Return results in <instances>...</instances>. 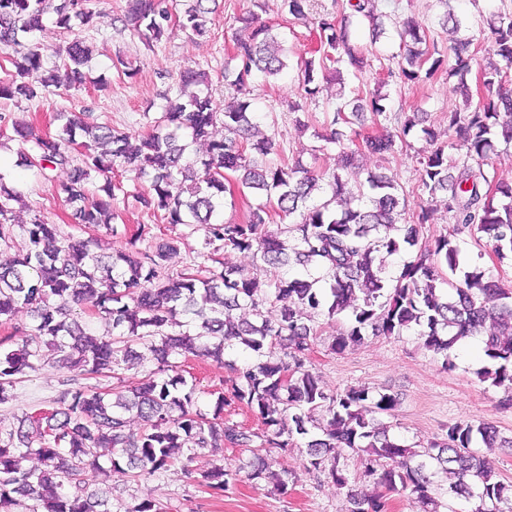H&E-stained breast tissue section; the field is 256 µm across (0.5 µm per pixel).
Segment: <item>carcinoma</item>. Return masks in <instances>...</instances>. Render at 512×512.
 Returning a JSON list of instances; mask_svg holds the SVG:
<instances>
[{"mask_svg": "<svg viewBox=\"0 0 512 512\" xmlns=\"http://www.w3.org/2000/svg\"><path fill=\"white\" fill-rule=\"evenodd\" d=\"M218 0H127V18L143 45L152 47L168 34L173 18L178 28L195 38L207 36L215 21ZM313 0H282L281 7L303 17ZM438 19L444 30H466L451 5ZM77 0H0V49L12 50L11 70L0 79V99L28 100L51 87H79L93 47L75 36L55 51L60 64L44 68V49L35 41L45 15H54L58 28L72 32L89 26L90 8ZM336 10L319 17L321 43L330 52L296 61L297 80L306 97L319 93V82L344 85V72L360 71L366 60L351 38L352 18L365 19L372 36L385 33L392 22L399 38L398 69L387 77L419 82L448 66L464 89L462 108L448 113V129L462 133V158L448 157L442 133L412 115L402 133L421 126L433 145L420 158L419 187L434 201H446L453 220L452 234L434 241L415 259L392 274L382 255L392 256L419 245L420 232L431 208L401 221L406 198L391 176L369 174L351 182L363 151L395 152L388 131L361 136L354 124L377 125L389 120L387 81L347 99L338 94L328 143L339 147L336 168L320 172L299 159L279 156L273 136L250 141L258 128L251 97L257 74L276 79L288 69V49L273 26L250 15L241 18L251 29L248 40L236 44L224 66V85L234 90L224 103L209 88L205 73L180 72L178 91L183 102L161 113L155 129L132 136L105 123H94L71 112L56 113L58 134L34 136V154L21 164L43 178L59 166L69 167L60 185L74 223L103 228L122 236L114 220L112 200L121 186L109 173L119 163L149 182L151 194L139 195L144 207L159 214L164 224L203 231V250L180 273L166 270L180 251L182 237L174 236L136 247L150 238L140 225L128 246L102 251L100 239L88 237L65 243L54 225L39 215L14 224L15 206H26L24 194L0 176V244L9 246L21 230L23 241L8 263H0V324L12 325L20 337L14 346L0 348V401L22 376L38 369L42 348L53 363L68 372L59 381L54 406L19 421L15 429H0V509L25 502L27 512H163L160 503L142 499L113 503L112 474L135 480L155 479L176 460L188 482L224 495L241 479L263 483L279 494L288 493V471L274 469L271 458L258 452L236 469L213 465L193 467L204 448L227 441L247 446L251 436L224 421V407L240 403L257 413L264 426L260 447L303 448L306 469L324 473L345 495L347 512H387V496L404 492L420 512H439V498L459 500L464 512H512V483L497 478L487 455L473 448H511L512 438L495 427L469 421L448 426L447 440L421 450L390 436L384 421L398 403L394 394L369 396L365 388L327 389L310 365L314 318L321 312L345 314L351 326L341 331L332 351L341 353L364 339V333L398 338L417 329L423 346L443 355L446 368L455 367L449 351L465 338L481 337L490 364L477 370L482 382L507 388L502 405L512 408V291L486 276L478 267L463 272L457 282L442 268L456 273L460 244L456 235L468 230L503 256L512 254V183L492 182L489 165L496 144L512 145V16L491 13L482 22L492 36L491 58L477 71L470 87L466 74L474 55L472 39L456 38L447 54L427 45L426 34L411 21L402 24L383 12L378 0H335ZM222 123L230 136L211 139ZM209 142L206 157L192 156L191 144ZM78 149V157L69 148ZM103 177L97 193L89 188L91 173ZM239 175L238 190L266 203L250 208L242 222L226 221L225 173ZM321 191L323 202L312 199ZM293 219L294 242L269 230L272 215ZM250 252L273 271L261 285L244 270L225 265L220 251ZM30 312L31 322L14 324L18 308ZM101 318L112 333L97 337L86 331L77 313ZM240 347L250 359H225ZM149 352L154 368L133 381L121 370ZM208 358L231 374L208 414L199 406V390L180 373L179 360ZM112 379L98 388L84 379ZM142 422L136 433L130 417ZM364 457V476L377 488L365 494L340 466L342 451ZM33 456L38 465L20 466Z\"/></svg>", "mask_w": 512, "mask_h": 512, "instance_id": "cac0c4a2", "label": "carcinoma"}]
</instances>
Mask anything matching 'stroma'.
<instances>
[{
	"instance_id": "1",
	"label": "stroma",
	"mask_w": 512,
	"mask_h": 512,
	"mask_svg": "<svg viewBox=\"0 0 512 512\" xmlns=\"http://www.w3.org/2000/svg\"><path fill=\"white\" fill-rule=\"evenodd\" d=\"M260 3L256 9L251 0H222L209 37L193 40L177 30L147 48L123 26L121 18L126 0H92L95 17L84 31L87 41L95 48L88 64L89 83L78 89L54 88L31 100L0 102V113L6 116L0 122V143L15 154L31 152V143L20 141L14 133L13 120L31 123L36 134L54 135L58 132L55 115L59 112H87L95 122L134 134L147 132L165 105L178 103L175 79L178 71L186 67L205 70L215 97L231 99V90L224 86V65L232 57L237 40L249 34L237 18L251 9L286 38L290 61L322 55L317 11L297 19L282 10L281 0H260ZM381 7L391 15L414 17L424 27L428 40L442 47L449 45L447 31L438 24L442 12L438 0H381ZM455 10L465 19L473 47L480 52L491 42L490 32L479 26L480 14L512 15V0H455ZM357 37L369 51L370 65L358 82H347L346 87L368 90L388 69L396 68L398 43L390 34L371 41L368 26L363 22L357 26ZM118 54L137 68L135 77H126L112 67L111 59ZM337 91L336 85L326 84L316 97L306 100L293 73L269 83L255 80V108L275 121L271 127L260 124V134H274L288 158H299L304 164L314 163L323 169L335 168L338 149L326 143L323 136L327 132L328 103L335 100ZM387 91L392 115L387 128L396 136L397 149L386 157L364 154L361 165L363 170L394 176L406 192L407 212L413 213L428 203L418 188V159L429 151L430 145L420 130L402 135L401 120L407 113L424 112L434 128L447 129L448 114L461 105L462 97L456 80L443 71L416 84L390 81ZM295 101L302 102V111L291 112L290 106ZM0 175L15 182L27 197L29 207L18 212L17 221L28 223L32 214L37 213L46 223L55 225L60 239L88 236V229L73 223L70 207L57 192L58 185L68 177L67 170L56 169L51 179L44 180L31 171L6 165L0 167ZM431 206L430 221L420 235L421 244L429 247L453 227L442 202ZM114 207L117 222L124 226L126 236L136 234L139 226L147 223L152 226L154 239L182 236L180 252L168 262L169 271L183 270L202 246L201 233L187 232L181 225L152 223L146 209L131 198L115 202ZM461 246L464 266L479 267L503 287L512 289L511 255L498 258L491 245L475 244L467 235L462 236ZM346 323L342 315L317 317L311 362L329 390L360 387L373 393L398 394L400 403L390 420L394 436L424 446L445 439L449 424L468 420L492 424L501 436L512 437V409L505 410L499 405L503 389L480 381L476 375L477 369L487 363L481 344L453 350L455 366L450 370L444 369L441 357L423 348L411 332L398 339L368 335L361 344L344 353H332L330 344L336 331ZM62 376V370L51 358H44L36 371L16 384L11 397L0 403V427H17L21 417L51 408ZM272 455L279 467L291 475L287 494L240 482L216 498L204 488L189 484L180 465L175 464L160 478L148 481L133 482L113 476L112 496L124 502L149 498L162 503L165 512H346L343 494L325 475L307 473L299 450L276 449Z\"/></svg>"
}]
</instances>
